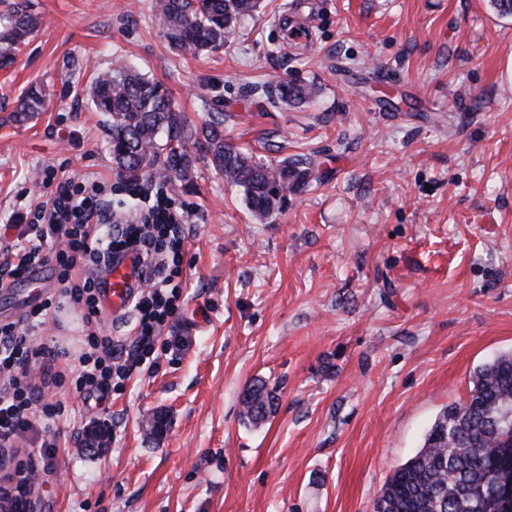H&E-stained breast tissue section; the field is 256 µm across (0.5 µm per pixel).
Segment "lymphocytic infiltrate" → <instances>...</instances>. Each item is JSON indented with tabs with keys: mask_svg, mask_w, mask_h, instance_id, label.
<instances>
[{
	"mask_svg": "<svg viewBox=\"0 0 512 512\" xmlns=\"http://www.w3.org/2000/svg\"><path fill=\"white\" fill-rule=\"evenodd\" d=\"M50 198L19 215L14 240L0 242V284L27 279L47 266L57 271L54 292L19 319L0 322V444H36L43 472H52L56 432L70 420L65 396L111 397L143 365L159 369L163 328L176 316L189 213L166 185L155 195L133 189L128 215L112 210V186L102 178H58L43 170ZM130 261L139 284L127 334L116 336L101 317L104 276L113 261ZM80 311L84 339L77 354L39 343L37 334L61 306Z\"/></svg>",
	"mask_w": 512,
	"mask_h": 512,
	"instance_id": "f902f5d3",
	"label": "lymphocytic infiltrate"
}]
</instances>
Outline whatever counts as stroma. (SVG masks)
<instances>
[{
	"label": "stroma",
	"mask_w": 512,
	"mask_h": 512,
	"mask_svg": "<svg viewBox=\"0 0 512 512\" xmlns=\"http://www.w3.org/2000/svg\"><path fill=\"white\" fill-rule=\"evenodd\" d=\"M157 0H31L43 25L0 68V235L46 200L41 171L116 180L86 89L116 64L162 82L194 124L319 177L257 221L196 163L172 197L195 227L183 260L185 337L108 410L73 400L36 512H375L393 471L477 366L512 351V16L489 0H317L311 42L280 39L293 0H261L219 53L173 51ZM312 84L274 108L253 88ZM48 107L8 123L21 92ZM277 411L241 418L254 380ZM163 415V436L146 421Z\"/></svg>",
	"instance_id": "35a3bbf8"
}]
</instances>
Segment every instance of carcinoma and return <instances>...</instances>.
<instances>
[{
    "instance_id": "cac0c4a2",
    "label": "carcinoma",
    "mask_w": 512,
    "mask_h": 512,
    "mask_svg": "<svg viewBox=\"0 0 512 512\" xmlns=\"http://www.w3.org/2000/svg\"><path fill=\"white\" fill-rule=\"evenodd\" d=\"M0 67L12 64L19 47L42 25L29 0H0ZM259 0H158L157 18L170 45L198 56L224 47L239 20L257 12ZM267 103L302 101L313 88L281 83L263 89ZM91 101L109 117L112 163L129 184H173L193 178L196 150L206 149L213 168L242 190L263 219L282 209L288 196L317 178L308 159L265 163L224 141V113L201 126L178 111L164 86L137 70L118 66L93 79ZM46 89L30 86L11 119L23 123L44 111ZM469 398L445 408L427 431L421 449L399 466L377 499V512H493L495 477L512 444V352L477 367ZM275 388L252 382L242 394V417L250 424L278 408Z\"/></svg>"
}]
</instances>
